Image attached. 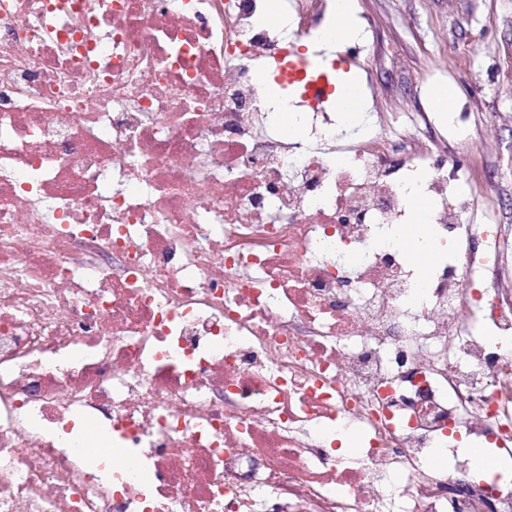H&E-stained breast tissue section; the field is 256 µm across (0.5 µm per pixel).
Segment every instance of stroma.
I'll use <instances>...</instances> for the list:
<instances>
[{"label":"stroma","mask_w":512,"mask_h":512,"mask_svg":"<svg viewBox=\"0 0 512 512\" xmlns=\"http://www.w3.org/2000/svg\"><path fill=\"white\" fill-rule=\"evenodd\" d=\"M364 46L351 81L392 150L459 157L474 224H512V0H354ZM454 92L451 112L437 101Z\"/></svg>","instance_id":"obj_1"}]
</instances>
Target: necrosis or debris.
<instances>
[{"mask_svg":"<svg viewBox=\"0 0 512 512\" xmlns=\"http://www.w3.org/2000/svg\"><path fill=\"white\" fill-rule=\"evenodd\" d=\"M264 2L0 0V512H512V225Z\"/></svg>","mask_w":512,"mask_h":512,"instance_id":"1","label":"necrosis or debris"}]
</instances>
